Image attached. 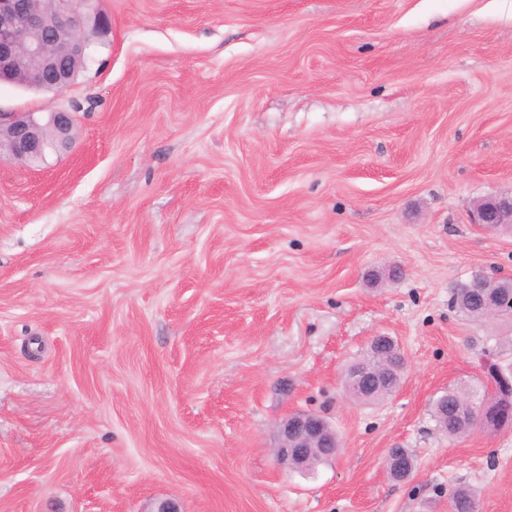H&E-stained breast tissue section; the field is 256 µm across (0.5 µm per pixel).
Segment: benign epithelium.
Instances as JSON below:
<instances>
[{
    "mask_svg": "<svg viewBox=\"0 0 512 512\" xmlns=\"http://www.w3.org/2000/svg\"><path fill=\"white\" fill-rule=\"evenodd\" d=\"M90 19L95 32L108 29L97 0H0V82L11 83L20 75L29 87L68 89L75 79L73 64L89 54L85 25ZM74 129V117L67 111L51 112L45 119L33 112H0L7 158L24 165L70 149ZM471 223L511 229L512 190L479 201L471 211ZM385 378L369 369L354 374L360 385L379 387ZM316 448L336 455V429L323 417L300 411L281 422L276 446L280 465L303 468Z\"/></svg>",
    "mask_w": 512,
    "mask_h": 512,
    "instance_id": "7a95c632",
    "label": "benign epithelium"
}]
</instances>
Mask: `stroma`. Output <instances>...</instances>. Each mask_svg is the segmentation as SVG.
<instances>
[{
	"mask_svg": "<svg viewBox=\"0 0 512 512\" xmlns=\"http://www.w3.org/2000/svg\"><path fill=\"white\" fill-rule=\"evenodd\" d=\"M99 7L67 90L0 84L76 125L39 169L0 158V512H449L456 486L512 512V430L432 417L512 357L511 321L452 303L512 276V233L469 217L512 189V0ZM378 335L407 365L365 403ZM298 410L341 437L310 474L274 453ZM383 355L380 354L379 352L375 351V350H371L370 347H369V350L366 354V356L363 358V360L359 361V362H356L352 365H350V369L348 371V382H349V387H350V390L352 392V394L358 399V400H361V401H378V400H382L384 398H386L387 396H389L392 392H391V386H392V383L394 380H392L391 378V381L390 379L388 380L387 384L388 385H385L384 388H380L378 391H372L370 393H368V395H364V394H360L358 396L357 394V389L354 385V382H353V379L350 375V372L352 370H355V369H358L360 367H369V368H373V369H379L380 366L382 365V362H383Z\"/></svg>",
	"mask_w": 512,
	"mask_h": 512,
	"instance_id": "obj_1",
	"label": "stroma"
}]
</instances>
